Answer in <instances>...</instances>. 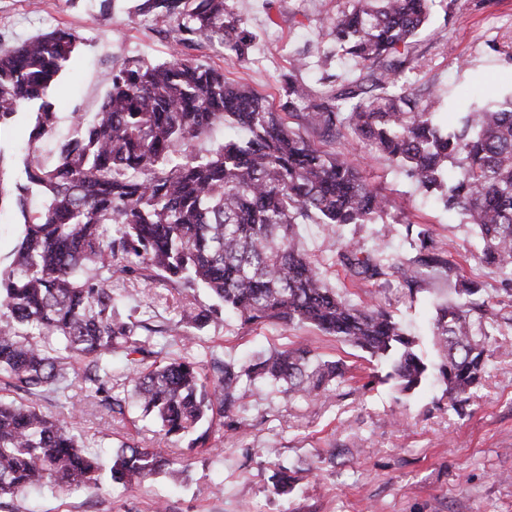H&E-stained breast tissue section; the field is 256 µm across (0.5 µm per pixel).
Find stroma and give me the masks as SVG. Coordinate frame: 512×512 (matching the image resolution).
<instances>
[{"label": "stroma", "instance_id": "stroma-1", "mask_svg": "<svg viewBox=\"0 0 512 512\" xmlns=\"http://www.w3.org/2000/svg\"><path fill=\"white\" fill-rule=\"evenodd\" d=\"M353 0H231L234 12L256 39L246 59L217 51L209 43L187 56L244 84L273 105L286 99L284 82L297 59L308 66V83L319 77L313 61L320 27ZM0 0V45L67 28L84 42L46 99L56 114V137L40 145L44 159L72 132L71 116L96 112L102 77L128 59L168 58L172 45L161 23L129 12V0ZM420 65L410 76L412 92L435 94L441 125L454 127L470 105L512 94V0H437L429 27L417 38ZM367 180L391 202L389 224H366L336 232L321 224L301 227L304 247L327 268V283L358 304L377 305L420 336L433 354L430 330L435 308L456 300L453 282L428 277L411 294L397 277L372 284L352 280L334 262L331 244L350 237L408 255L406 224L426 227L434 244L460 266L464 277L483 285L495 303L499 332L495 351L474 402L462 412L448 404L441 383L429 380L400 393L387 365L367 361L364 352L311 327L276 323L244 325L234 316L208 323L189 351L199 360L217 354L237 365L289 344L307 346L320 360L343 361L350 380L333 385L321 400L288 397L264 384L241 382L238 405L247 433L225 439L222 449L187 451L186 440H161L151 420L128 413L123 422L83 415L81 430L108 454L119 441L158 448L174 458L178 477L159 474L128 489L62 494L23 492L5 512H512V305L503 303L499 278L480 263L471 225L446 209L436 195L418 190L405 172L365 143L348 153ZM114 287L122 313L166 325L183 304H211L202 288L174 289L123 274ZM296 471L290 493L274 490L281 469Z\"/></svg>", "mask_w": 512, "mask_h": 512}]
</instances>
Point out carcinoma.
I'll return each instance as SVG.
<instances>
[{"label": "carcinoma", "instance_id": "obj_1", "mask_svg": "<svg viewBox=\"0 0 512 512\" xmlns=\"http://www.w3.org/2000/svg\"><path fill=\"white\" fill-rule=\"evenodd\" d=\"M131 12L153 15L171 39L162 62L128 60L104 80L103 102L91 119L75 117L73 133L55 159L39 144L55 131L44 101L82 37L56 29L0 47V130L21 108L40 101L21 174L7 176L0 149V209L22 217L9 263L0 266V501L31 488H125L173 470L157 450L122 443L108 473L86 451L76 404L67 391L78 381L89 404L114 421L126 406L151 416L166 438L190 437L189 449L218 447L214 416L235 418L242 379H264L290 397H324L346 365L316 359L303 346H285L238 367L211 355L210 365L181 352L156 349L190 339L224 312L245 324L313 326L383 361L400 392L434 375L454 406L474 398L486 374L498 314L480 284L460 275L429 230L406 236L414 255L390 257L378 245L342 241L337 263L351 277L376 282L396 275L414 293L428 274L455 280L459 300L436 309L431 362L389 312L350 303L326 283L324 265L302 247L308 220L333 229L375 224L390 215L387 197L346 158L315 147L308 134L334 141L352 131L475 230L481 260L512 299V95L465 114L448 132L435 121L434 100L409 90L406 74L419 61L416 36L430 22L432 0H355L329 18L322 36L354 62L341 82L319 77V88L291 74L282 109L224 81V73L184 57L200 42L243 56L252 35L227 0H131ZM224 143L203 146L214 127ZM38 192L43 207L28 210ZM162 280L174 288L209 290L215 304L182 307L171 325L152 326L115 310L116 274ZM130 367L115 381L112 357ZM47 398L60 415L42 413Z\"/></svg>", "mask_w": 512, "mask_h": 512}]
</instances>
